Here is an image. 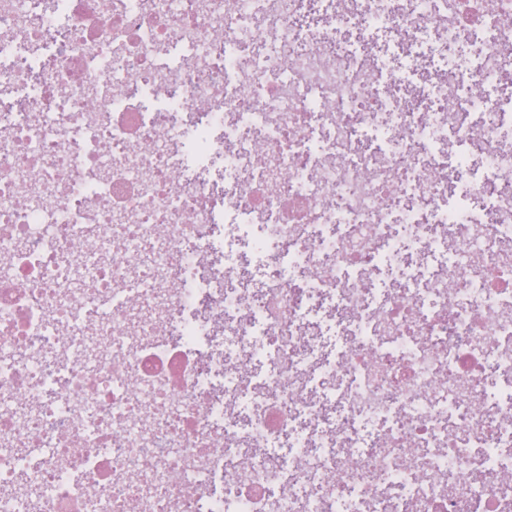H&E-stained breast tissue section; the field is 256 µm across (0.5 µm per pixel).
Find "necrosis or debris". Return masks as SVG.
Masks as SVG:
<instances>
[{
	"instance_id": "necrosis-or-debris-1",
	"label": "necrosis or debris",
	"mask_w": 512,
	"mask_h": 512,
	"mask_svg": "<svg viewBox=\"0 0 512 512\" xmlns=\"http://www.w3.org/2000/svg\"><path fill=\"white\" fill-rule=\"evenodd\" d=\"M59 4L38 22L0 9V85L27 86L32 49L60 46L38 119L0 113V512H28L9 493L20 483L42 512H369L406 493L414 512H501L512 401L474 405L489 400L490 371L512 372V284L490 285L512 269L469 261L451 302L428 263L477 228L488 253L512 241L501 145L512 105L487 92L512 68V0H491L465 68L447 51L460 24L438 0H351L325 30L301 24L305 0L232 13L193 0ZM379 29L398 33L407 66L381 68L340 38ZM274 39L298 58L289 74L268 55ZM320 47L334 68L313 56ZM106 49L114 68L96 60ZM427 55L462 81H436L433 107L463 122L409 106ZM119 78L135 100L113 97ZM158 93L157 117L141 101ZM203 102L207 121L186 122ZM218 128L220 190L190 171L217 152ZM259 133L271 145L262 166ZM161 139L189 156L157 149ZM450 139L477 146L482 172L464 151L446 164ZM77 240L94 252L73 255ZM119 243L137 261L101 264ZM245 257L277 280L246 306L224 285ZM167 276L173 289L159 291ZM329 298L351 313L331 358L300 334ZM208 309L223 313V336ZM221 358L266 374L216 398ZM313 378L335 391L337 425ZM228 403L259 455L224 445ZM283 438L287 462L270 463L262 449Z\"/></svg>"
}]
</instances>
